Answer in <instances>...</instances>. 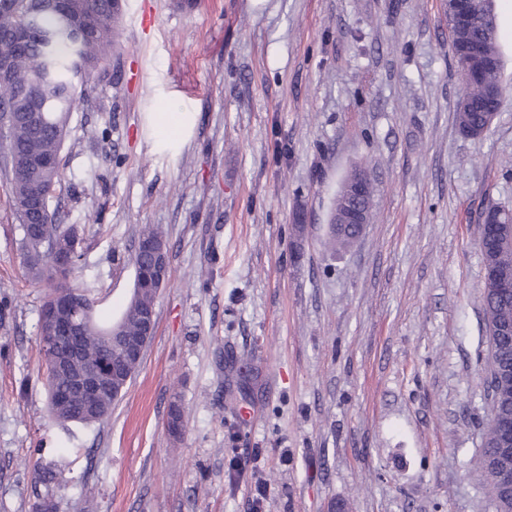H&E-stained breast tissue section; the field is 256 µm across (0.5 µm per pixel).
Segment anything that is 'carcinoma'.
I'll use <instances>...</instances> for the list:
<instances>
[{
  "instance_id": "cac0c4a2",
  "label": "carcinoma",
  "mask_w": 512,
  "mask_h": 512,
  "mask_svg": "<svg viewBox=\"0 0 512 512\" xmlns=\"http://www.w3.org/2000/svg\"><path fill=\"white\" fill-rule=\"evenodd\" d=\"M42 0H0V32L12 33L29 29V40L23 45L3 44L8 58V73L0 77V103H8L15 112H35V123H19L10 129L6 148L22 157H53L55 161L32 171L13 174L10 190L19 221L20 248L24 257L26 276L46 288L42 308L52 307L59 290L81 298L83 320L82 356L69 369L56 368L57 357L65 354L66 346H44L47 368V407L50 419L59 423L92 425L107 419L112 407L122 398L141 361L130 360L124 372L112 374V361L121 358L120 342L108 337L115 329L122 336H136L141 329V314L156 305L158 289L134 281L133 295L121 317L108 324L99 323L94 305L88 295L70 282L60 283L47 257L52 247L70 238L75 228L61 223L58 214L50 209L43 213V223H31V215L23 203L34 190L50 199L61 180V153L67 135L69 114L78 95L98 73L103 61L111 54L121 15L120 0H74L62 4L59 10H45ZM94 15L93 34L76 45L70 27L84 17ZM454 56L460 74L467 78L465 92L455 107L458 129L483 123L485 113L498 111L501 99L489 100L486 92L495 89L503 93L500 79L501 55L498 41V22L494 0H471V15L457 19L450 26ZM138 238L166 246L163 233L153 224H144ZM359 238V229L352 225L342 230L333 227L326 233V245L333 251L349 248ZM485 279L482 308L486 319L489 343L488 374L499 375L512 371V335H498L504 324L512 325V295L498 293L494 272L512 270V242L502 240L481 249ZM107 372L109 389L92 409L78 399L63 404L56 393L71 387L75 372L85 369ZM490 414L483 432V448L479 464L483 471L494 464L497 454L499 425L512 419V392L495 394L490 398ZM168 418L177 436L184 425V411L179 400L170 404ZM39 482L45 487L40 498L51 502L53 512H60L54 497L55 490L70 482L69 470L62 464L49 463L38 469Z\"/></svg>"
}]
</instances>
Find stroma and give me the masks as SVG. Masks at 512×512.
I'll use <instances>...</instances> for the list:
<instances>
[{
    "instance_id": "stroma-1",
    "label": "stroma",
    "mask_w": 512,
    "mask_h": 512,
    "mask_svg": "<svg viewBox=\"0 0 512 512\" xmlns=\"http://www.w3.org/2000/svg\"><path fill=\"white\" fill-rule=\"evenodd\" d=\"M121 4L50 206L99 320L131 297L140 225L163 230L169 280L111 415L48 424L45 290L0 168V512H34L49 461L71 472L61 512H495L478 229L482 206L512 209V0H494L505 93L480 140L455 123L446 0ZM159 112L183 114L181 143L156 137ZM359 166L374 220L334 254Z\"/></svg>"
}]
</instances>
